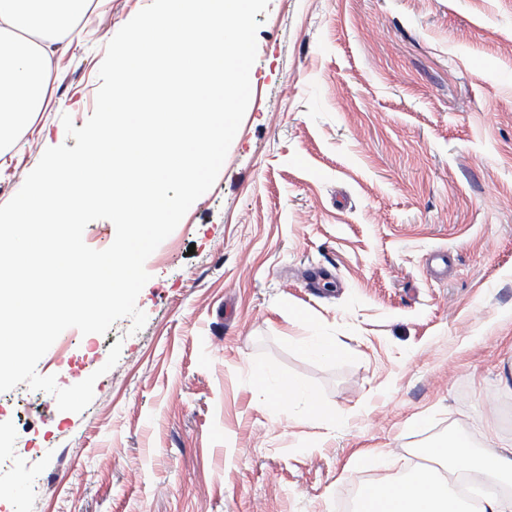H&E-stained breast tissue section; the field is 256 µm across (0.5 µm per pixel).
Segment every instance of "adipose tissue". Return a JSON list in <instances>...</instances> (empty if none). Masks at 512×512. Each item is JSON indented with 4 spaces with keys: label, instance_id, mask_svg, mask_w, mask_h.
<instances>
[{
    "label": "adipose tissue",
    "instance_id": "obj_1",
    "mask_svg": "<svg viewBox=\"0 0 512 512\" xmlns=\"http://www.w3.org/2000/svg\"><path fill=\"white\" fill-rule=\"evenodd\" d=\"M93 0H0V157L29 130L50 98V62L79 38ZM266 402L300 401L308 413L320 403L293 380L254 373ZM424 463L406 477L373 481L355 512H459L461 491L479 494L477 512H512V443L484 450L449 435L425 449Z\"/></svg>",
    "mask_w": 512,
    "mask_h": 512
}]
</instances>
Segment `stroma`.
<instances>
[{"label":"stroma","mask_w":512,"mask_h":512,"mask_svg":"<svg viewBox=\"0 0 512 512\" xmlns=\"http://www.w3.org/2000/svg\"><path fill=\"white\" fill-rule=\"evenodd\" d=\"M151 0H100L0 159L75 146L106 46ZM213 187L145 263L147 321L65 330L37 364L80 413L0 392V512H336L448 433L512 439V0H269ZM337 359L306 355L311 331ZM117 364L104 370L114 344ZM325 415L269 408L255 366Z\"/></svg>","instance_id":"obj_1"}]
</instances>
